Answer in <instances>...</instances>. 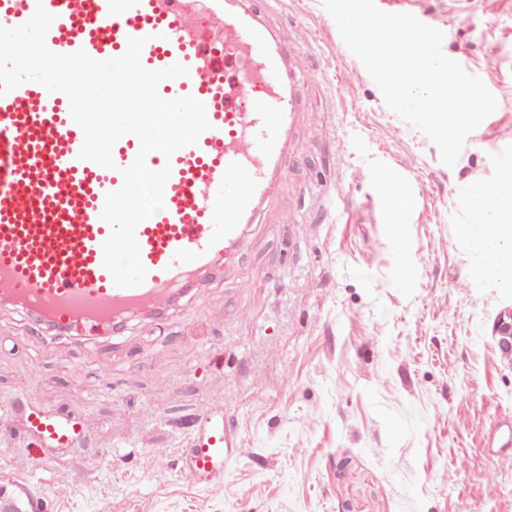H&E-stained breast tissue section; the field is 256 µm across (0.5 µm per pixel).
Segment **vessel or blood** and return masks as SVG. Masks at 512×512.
Segmentation results:
<instances>
[{"label":"vessel or blood","instance_id":"b4317fda","mask_svg":"<svg viewBox=\"0 0 512 512\" xmlns=\"http://www.w3.org/2000/svg\"><path fill=\"white\" fill-rule=\"evenodd\" d=\"M276 0H0V26L27 22L37 5L54 15L48 48L85 50L97 60L121 56L144 39L143 66L179 63L188 75L163 81L171 100L204 104L210 129L197 143L149 169L170 167L164 207L136 229L147 270L140 286L121 288L103 266L111 229L101 212L123 184L122 168L140 149L128 134L113 147L114 168L78 154L84 141L68 98L27 82L0 96V305L44 331L70 335L109 329L165 313L201 274L231 263L288 173L305 91L323 80L319 66L299 71L296 49L268 20ZM33 444L47 461L70 458L86 436L81 416L30 407ZM243 445L220 404L197 416L178 457L180 472L211 488Z\"/></svg>","mask_w":512,"mask_h":512}]
</instances>
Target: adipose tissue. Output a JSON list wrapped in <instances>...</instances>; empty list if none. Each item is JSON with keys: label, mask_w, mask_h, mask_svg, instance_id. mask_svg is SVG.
Segmentation results:
<instances>
[{"label": "adipose tissue", "mask_w": 512, "mask_h": 512, "mask_svg": "<svg viewBox=\"0 0 512 512\" xmlns=\"http://www.w3.org/2000/svg\"><path fill=\"white\" fill-rule=\"evenodd\" d=\"M474 214L482 221L475 227L476 258L470 264L467 283L476 288L488 281L512 286V179L496 180L490 196L474 197Z\"/></svg>", "instance_id": "obj_1"}]
</instances>
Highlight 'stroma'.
Masks as SVG:
<instances>
[{"instance_id":"1","label":"stroma","mask_w":512,"mask_h":512,"mask_svg":"<svg viewBox=\"0 0 512 512\" xmlns=\"http://www.w3.org/2000/svg\"><path fill=\"white\" fill-rule=\"evenodd\" d=\"M376 4L440 29L443 53L497 99L455 166L387 107L323 0H279L273 21L297 22L324 72L282 189L301 223L264 218L239 264L132 330L56 337L0 307V501L18 512H512V359L492 335L512 290L467 287L476 242L463 201L512 170V0ZM386 178L415 201L395 218L382 212ZM21 397L84 417L68 462L42 461ZM218 397L247 448L220 488L142 465L154 452L175 459Z\"/></svg>"}]
</instances>
